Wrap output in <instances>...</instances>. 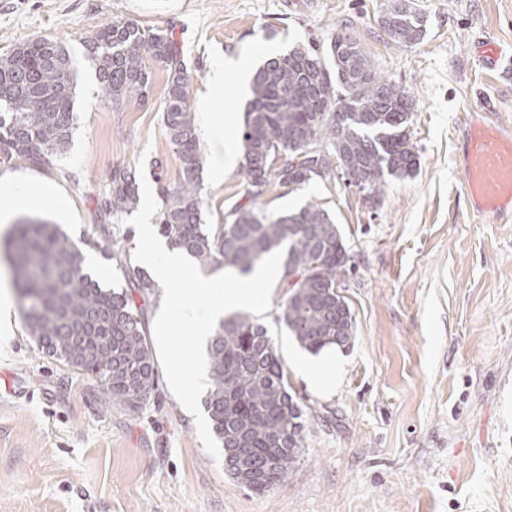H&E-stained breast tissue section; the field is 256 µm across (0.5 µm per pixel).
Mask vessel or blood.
Masks as SVG:
<instances>
[{"mask_svg": "<svg viewBox=\"0 0 512 512\" xmlns=\"http://www.w3.org/2000/svg\"><path fill=\"white\" fill-rule=\"evenodd\" d=\"M478 63L485 70H502L504 56L490 38H475ZM455 163L465 178L474 214L488 221L512 219V131L488 116L486 108L470 109L457 126Z\"/></svg>", "mask_w": 512, "mask_h": 512, "instance_id": "obj_1", "label": "vessel or blood"}]
</instances>
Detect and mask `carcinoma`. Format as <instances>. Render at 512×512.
I'll return each instance as SVG.
<instances>
[{
  "instance_id": "obj_1",
  "label": "carcinoma",
  "mask_w": 512,
  "mask_h": 512,
  "mask_svg": "<svg viewBox=\"0 0 512 512\" xmlns=\"http://www.w3.org/2000/svg\"><path fill=\"white\" fill-rule=\"evenodd\" d=\"M399 46L421 43L425 19L411 0H391L380 16ZM102 101L120 110L149 96L147 60L162 64L169 81L162 123L182 167L179 183L157 192L158 232L199 264L254 271L283 250L286 293L277 320L301 347L316 353L348 348L355 319L336 294L348 254L338 227L309 201L287 213H269L256 200L272 179L298 189L340 171L351 186L375 190L387 176L406 177L417 154L406 132L414 102L395 81L379 75L348 33L327 45L290 49L252 76L253 98L240 131L244 195L222 224H206L200 193L202 149L192 110L191 76L173 38L130 22L109 24L85 37ZM76 71L66 47L47 38L20 43L0 56V161L25 159L51 169L66 156L75 119ZM334 162L319 173L308 147ZM140 202L137 169L112 173L109 197L98 209L102 252L114 243L111 215ZM18 305L28 335L42 352L99 380L115 404L139 407L155 384L156 369L144 315L126 291L107 290L86 272L81 248L56 225L25 217L8 240ZM129 288L147 297L156 285L140 267L120 262ZM211 387L205 409L222 443L230 478L235 462L248 463L264 492L284 481L303 447V410L288 391L284 363L267 329L240 313L225 319L207 346Z\"/></svg>"
}]
</instances>
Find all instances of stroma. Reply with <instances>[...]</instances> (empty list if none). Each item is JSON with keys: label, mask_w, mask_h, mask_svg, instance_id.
I'll return each instance as SVG.
<instances>
[{"label": "stroma", "mask_w": 512, "mask_h": 512, "mask_svg": "<svg viewBox=\"0 0 512 512\" xmlns=\"http://www.w3.org/2000/svg\"><path fill=\"white\" fill-rule=\"evenodd\" d=\"M386 0H0V55L32 38L67 47L77 64L73 140L60 167L0 163L33 185H51L34 213L75 242L102 287L127 286L118 258L93 231L115 169L146 161L152 187L179 182L181 166L161 122L169 73L150 63L148 100L105 108L82 40L115 21L168 31L193 78L197 129L207 115L213 62L256 41L283 54L350 32L375 70L403 86L415 109L408 131L418 155L406 178L372 194L340 179L297 190L271 182L258 198L281 213L323 203L349 256L339 281L356 323L331 394L293 366L302 349L276 317L283 288L259 322L302 404L304 452L287 479L264 492L224 472L204 449L193 416L158 376L138 408L112 403L95 379L46 356L19 309L0 331V512H512V223L489 224L469 208L455 166L454 132L487 104L512 130V78L483 71L471 52L485 35L512 53V0H414L427 35L400 47L379 15ZM250 92L224 72L216 111L235 113L224 135L238 143ZM206 223L243 203L240 168L202 174ZM71 218L62 220L58 196Z\"/></svg>", "instance_id": "stroma-1"}]
</instances>
